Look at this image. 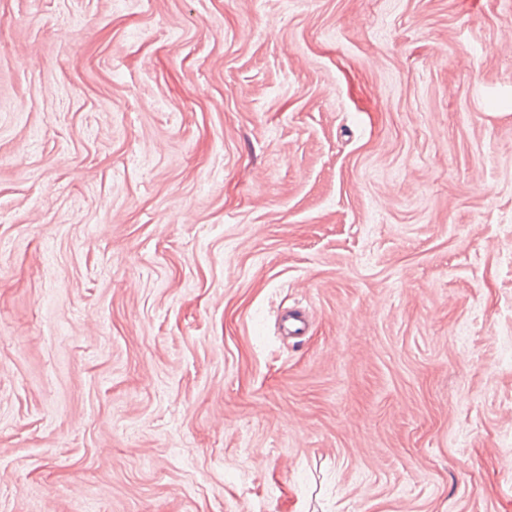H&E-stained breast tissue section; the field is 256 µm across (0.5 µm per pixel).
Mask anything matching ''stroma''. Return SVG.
Listing matches in <instances>:
<instances>
[{"mask_svg":"<svg viewBox=\"0 0 512 512\" xmlns=\"http://www.w3.org/2000/svg\"><path fill=\"white\" fill-rule=\"evenodd\" d=\"M0 512H512V0H0Z\"/></svg>","mask_w":512,"mask_h":512,"instance_id":"stroma-1","label":"stroma"}]
</instances>
